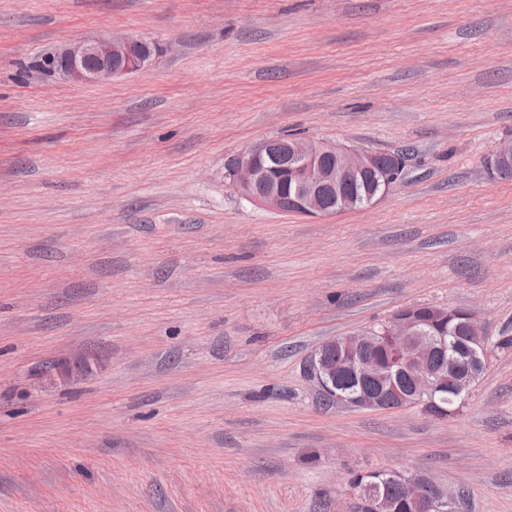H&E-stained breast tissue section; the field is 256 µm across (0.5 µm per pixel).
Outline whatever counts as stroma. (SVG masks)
Here are the masks:
<instances>
[{
	"instance_id": "obj_1",
	"label": "stroma",
	"mask_w": 512,
	"mask_h": 512,
	"mask_svg": "<svg viewBox=\"0 0 512 512\" xmlns=\"http://www.w3.org/2000/svg\"><path fill=\"white\" fill-rule=\"evenodd\" d=\"M98 37L155 52L39 65ZM287 135L404 172L330 216L240 200L228 161ZM509 138L512 0H0V512H354L381 470L512 512ZM417 305L493 342L459 412L325 405L316 348ZM137 38H97L74 43L52 55L54 72L84 83H104L141 69L149 57Z\"/></svg>"
}]
</instances>
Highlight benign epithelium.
I'll return each mask as SVG.
<instances>
[{
	"instance_id": "obj_1",
	"label": "benign epithelium",
	"mask_w": 512,
	"mask_h": 512,
	"mask_svg": "<svg viewBox=\"0 0 512 512\" xmlns=\"http://www.w3.org/2000/svg\"><path fill=\"white\" fill-rule=\"evenodd\" d=\"M143 40L137 38H97L74 43L52 55L53 70L75 81L104 83L141 69L149 57L140 52ZM290 157L288 180L294 186V197L285 196L280 180L269 177L259 166L262 161L277 164ZM330 157L333 164H325ZM377 154L357 147L334 142L303 138L269 139L258 142L235 157L227 172L229 183L244 201L265 209L292 211L305 216H327L320 189L333 186L340 190L344 183L374 167ZM512 161V140L496 147L489 162L498 165ZM466 342L472 352H486L487 335L481 330L473 310L463 312ZM346 342L357 351L361 348L385 345L390 348L397 370L409 374L412 387L399 396V408L417 407L426 415L441 417L435 409L434 394L454 375V390L470 394L476 372L460 369L455 358L445 364L433 360V352L446 350L444 339L426 335L424 323L408 307L390 314L382 332L369 327L346 336ZM334 342L327 340L311 356L309 370L320 389L333 393L336 389V363L329 359ZM341 368L364 379L380 377L376 361L350 357ZM91 369L86 359L55 365L56 377L71 381ZM337 403L361 410H376L380 396L361 390L347 399L335 396ZM410 499L423 505V512H455L454 497L448 495L429 476L421 473L400 474Z\"/></svg>"
}]
</instances>
